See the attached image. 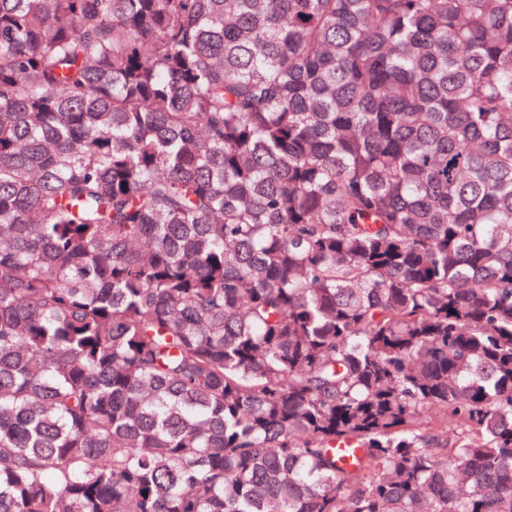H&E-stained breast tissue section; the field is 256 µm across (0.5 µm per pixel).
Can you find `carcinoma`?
Instances as JSON below:
<instances>
[{"label": "carcinoma", "instance_id": "1", "mask_svg": "<svg viewBox=\"0 0 512 512\" xmlns=\"http://www.w3.org/2000/svg\"><path fill=\"white\" fill-rule=\"evenodd\" d=\"M0 512H512V0H0Z\"/></svg>", "mask_w": 512, "mask_h": 512}]
</instances>
